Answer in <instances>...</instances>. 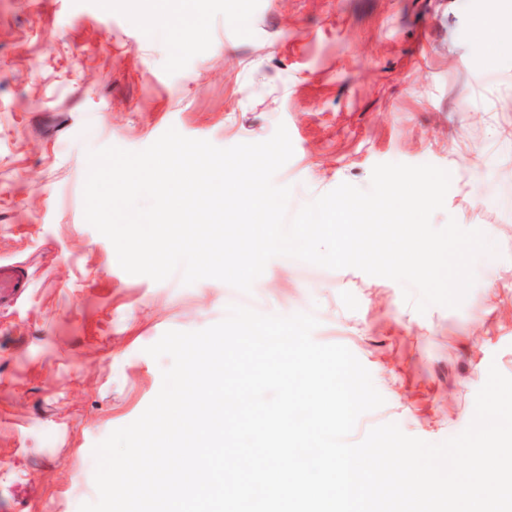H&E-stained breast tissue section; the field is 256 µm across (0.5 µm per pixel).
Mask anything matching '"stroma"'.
Wrapping results in <instances>:
<instances>
[{
  "label": "stroma",
  "instance_id": "stroma-1",
  "mask_svg": "<svg viewBox=\"0 0 512 512\" xmlns=\"http://www.w3.org/2000/svg\"><path fill=\"white\" fill-rule=\"evenodd\" d=\"M496 0H0V262L29 286L0 306V512L95 501L93 448L158 394L148 346L238 303L310 312L384 397L351 435L394 423L439 443L471 422L490 366L512 376V51L474 52ZM191 16L184 44L158 11ZM285 125L274 182L289 212L374 165L449 171L440 228L493 241L459 308L418 312L397 282L271 259L251 294L126 273L84 218L87 153L145 149L167 129L227 148Z\"/></svg>",
  "mask_w": 512,
  "mask_h": 512
}]
</instances>
